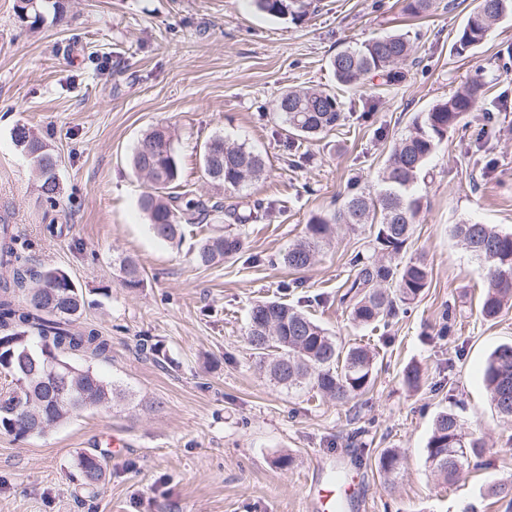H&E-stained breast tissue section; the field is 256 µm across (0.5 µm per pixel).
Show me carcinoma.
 Here are the masks:
<instances>
[{
    "mask_svg": "<svg viewBox=\"0 0 512 512\" xmlns=\"http://www.w3.org/2000/svg\"><path fill=\"white\" fill-rule=\"evenodd\" d=\"M257 9L268 15L296 19L305 14L303 0H254ZM62 0H35L27 9L17 4L18 17L31 28L41 26L48 15L63 12ZM512 14V0H474L460 29L454 50L461 54L479 47L493 26ZM413 45L406 33H393L347 47L331 60L336 81L356 88L367 78L378 77L384 85L404 79L401 60L409 57ZM489 87L476 76L444 102L418 115L404 138L395 147L381 171L379 191L350 192L338 208L310 217L304 238L283 255L291 270L308 268L321 246L329 243L341 224L379 225L374 251L397 255L410 237L421 208L419 185L429 175L428 163L448 131L477 111ZM274 114L288 127L294 139H313L331 131L344 120L341 102L323 90L285 89L276 99ZM14 143L30 156L40 176V191L49 201L59 193L57 170L60 158L30 128L12 130ZM224 152L219 175L211 172L207 154H202L205 175L226 189L236 188L264 173V162L244 144L229 143L216 136ZM133 168L148 171L153 192L144 195L140 207L147 215L153 234L162 240L185 235L187 228L207 224L223 213L235 224H249L263 217V203L249 205L195 197L173 191L179 178L172 135L156 125L138 141L132 155ZM459 238L484 270L480 314L496 319L512 306V232L493 224L466 221L455 224ZM243 249L240 234L224 232L203 238L196 249L197 264L210 267ZM17 246L11 225H0V373L11 378L10 387L0 391V434L27 438L28 413L36 411L55 426L69 422L90 407L110 405L126 397L125 391L106 381L92 366L78 360L106 361L112 352L111 339L92 326L79 325L85 300L82 289L67 272L49 266L34 271ZM357 272L343 298L349 300L353 321L363 327L386 323L400 308L412 304L428 287V265L411 259L400 267L374 256L354 258ZM122 284L130 290L144 287L139 265L129 257L119 259ZM247 336L252 350L265 365L272 380L286 390L310 385L340 404L368 392L374 385V357L363 347L344 348L321 324L303 310L275 299L259 300L249 313ZM59 361V371L68 376L70 399L59 402L51 395V373L47 361ZM484 383L498 413L512 419V344L498 346L489 356ZM483 445L468 438L457 414L439 412L427 443L426 462L445 481L459 477L468 458L482 454ZM104 453L80 456L77 468L81 485L95 494L104 475Z\"/></svg>",
    "mask_w": 512,
    "mask_h": 512,
    "instance_id": "cac0c4a2",
    "label": "carcinoma"
}]
</instances>
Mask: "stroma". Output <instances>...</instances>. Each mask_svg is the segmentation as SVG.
I'll return each mask as SVG.
<instances>
[{"label":"stroma","mask_w":512,"mask_h":512,"mask_svg":"<svg viewBox=\"0 0 512 512\" xmlns=\"http://www.w3.org/2000/svg\"><path fill=\"white\" fill-rule=\"evenodd\" d=\"M17 0H0V224L13 225L34 268L68 272L84 292V321L112 338L95 369L127 393L44 435H0V512H306L305 482L345 472L355 488L343 512H505L490 487L512 483V421L494 410L483 382L490 353L512 343V307L479 313L482 269L451 233L463 220L512 231V16L477 49L452 46L472 0H435L415 17L406 0H312L298 20L257 11L251 0H64L61 21L30 28ZM409 34L402 82L338 85L329 61L344 47ZM481 75L477 115L451 130L419 188L421 209L397 263L424 259L428 288L388 326L356 325L341 297L352 256L377 229L340 226L314 264L282 263L309 218L333 210L351 188L374 191L415 117ZM334 93L346 119L288 165L289 137L273 113L287 88ZM169 126L179 182L194 195L228 198L206 177L204 147L221 135L246 144L266 172L239 196L270 203L257 222L234 225L244 246L210 267L196 243L228 228L216 218L175 243L156 238L139 200L151 183L131 165L151 127ZM32 128L59 155L60 195L46 202L15 126ZM132 257L143 288L122 285L117 257ZM261 299L300 307L338 344L374 355L370 391L339 405L304 388L274 386L247 342ZM450 321V335L437 331ZM167 356L157 363L150 352ZM423 380L410 387L408 367ZM454 409L483 441L453 483L426 463L435 416ZM127 446L105 458L96 494L82 488L79 455ZM398 469L383 475L380 454Z\"/></svg>","instance_id":"stroma-1"}]
</instances>
